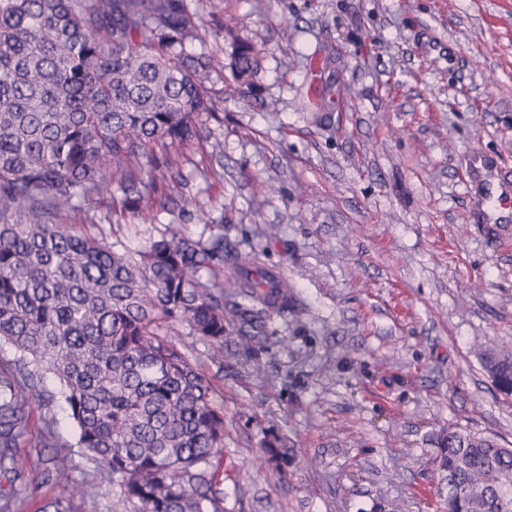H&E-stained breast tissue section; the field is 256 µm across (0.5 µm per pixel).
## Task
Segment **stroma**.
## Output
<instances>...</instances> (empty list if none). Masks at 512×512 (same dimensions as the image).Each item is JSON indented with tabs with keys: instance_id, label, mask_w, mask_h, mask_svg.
<instances>
[{
	"instance_id": "35a3bbf8",
	"label": "stroma",
	"mask_w": 512,
	"mask_h": 512,
	"mask_svg": "<svg viewBox=\"0 0 512 512\" xmlns=\"http://www.w3.org/2000/svg\"><path fill=\"white\" fill-rule=\"evenodd\" d=\"M189 3L202 30L185 51L218 67L181 185H158L150 221L115 214L116 189L53 221L131 253L220 224L292 286L294 313L263 343L225 344L223 364L186 325L170 331L224 406L227 512H442L448 430L512 444V396L477 357L489 340L512 350V223L473 220L488 182L512 186V0ZM230 26L257 48L248 88L228 67ZM426 32L455 44L454 70L425 57ZM51 417L91 480L75 512H130L59 402L30 407L18 466L34 491L17 512H54ZM273 448L288 451L278 470Z\"/></svg>"
}]
</instances>
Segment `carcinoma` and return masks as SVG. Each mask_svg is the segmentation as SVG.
I'll return each mask as SVG.
<instances>
[{
	"label": "carcinoma",
	"mask_w": 512,
	"mask_h": 512,
	"mask_svg": "<svg viewBox=\"0 0 512 512\" xmlns=\"http://www.w3.org/2000/svg\"><path fill=\"white\" fill-rule=\"evenodd\" d=\"M201 20L187 0H0V344L19 354L0 379V472L21 479L32 399L53 376L88 458L118 479L134 512H226L224 407L169 334L185 324L224 365L227 325L254 341L294 295L260 251L224 252V233L172 231L137 257L104 237L51 224L74 200L115 184L121 206L153 216L158 184L211 113L212 57L184 52ZM254 45L233 39V79L249 84ZM164 154L142 168L155 148ZM497 388L512 393V352L482 344ZM444 512H512V448L468 429L441 440ZM65 453L47 478L55 512L86 482Z\"/></svg>",
	"instance_id": "obj_1"
}]
</instances>
